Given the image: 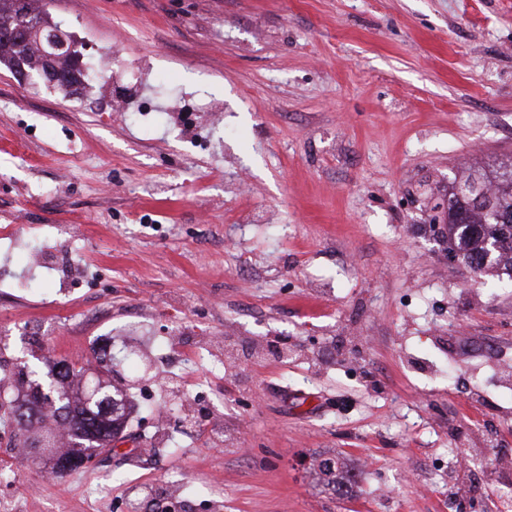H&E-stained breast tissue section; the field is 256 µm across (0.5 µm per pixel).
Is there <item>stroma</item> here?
Listing matches in <instances>:
<instances>
[{
	"mask_svg": "<svg viewBox=\"0 0 512 512\" xmlns=\"http://www.w3.org/2000/svg\"><path fill=\"white\" fill-rule=\"evenodd\" d=\"M51 11L101 75L30 93L0 66V266L56 271L0 281V359H111L135 409L63 476L0 430V512H498L512 280L436 228L449 179L512 159V0Z\"/></svg>",
	"mask_w": 512,
	"mask_h": 512,
	"instance_id": "obj_1",
	"label": "stroma"
}]
</instances>
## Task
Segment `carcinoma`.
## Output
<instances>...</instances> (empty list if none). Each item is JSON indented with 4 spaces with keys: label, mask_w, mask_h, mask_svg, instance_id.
Segmentation results:
<instances>
[{
    "label": "carcinoma",
    "mask_w": 512,
    "mask_h": 512,
    "mask_svg": "<svg viewBox=\"0 0 512 512\" xmlns=\"http://www.w3.org/2000/svg\"><path fill=\"white\" fill-rule=\"evenodd\" d=\"M62 49L54 52L52 45ZM0 65L14 75L22 71L42 77L41 83L66 93H74L86 81L85 71L78 65L69 35L56 23L48 6L33 10L29 0H0ZM496 181L489 211L470 206L469 199L481 185ZM465 190L448 207V243L453 258L480 274L495 273L512 278V170L491 178L485 174L468 175L463 179ZM56 385L71 396L54 407L52 414L68 420L74 446L61 453L55 450L51 430L35 427L34 420L46 414L50 393L43 392L42 375L36 369L22 373L17 380V393L5 396L0 403V421L14 426L20 444L30 451L46 455L54 472L67 474L81 467L85 452L95 454L110 447V440L123 431L128 420L124 390L110 380L98 379L99 391L92 398L82 397L85 381H71V368L58 361L51 369ZM29 406L28 421L13 425L16 405Z\"/></svg>",
    "instance_id": "1"
}]
</instances>
